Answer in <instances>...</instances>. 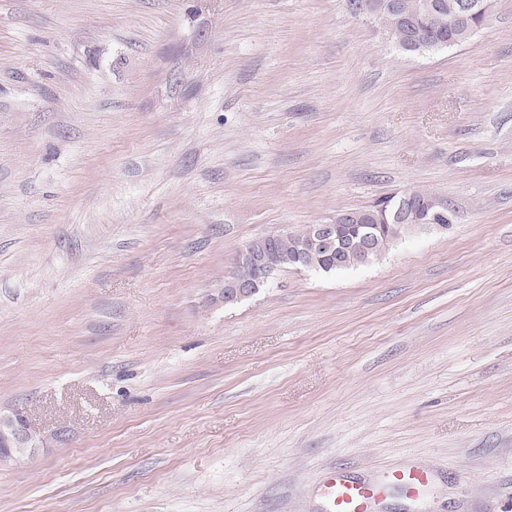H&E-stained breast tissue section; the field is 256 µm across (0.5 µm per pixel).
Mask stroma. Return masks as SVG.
<instances>
[{"mask_svg":"<svg viewBox=\"0 0 512 512\" xmlns=\"http://www.w3.org/2000/svg\"><path fill=\"white\" fill-rule=\"evenodd\" d=\"M409 189L377 262L250 241ZM0 512H512V0L398 51L346 0H0ZM261 237L251 241V244H257ZM248 244L244 246L237 255L236 263H246L237 266L234 274L237 278L227 276L224 279V292L222 298H224V306H233L246 298L252 296L255 291L254 282H247L244 280L256 279L254 270L250 267H254L259 274L258 280H266L267 272L271 268L272 260L269 250L266 247L261 249ZM250 265V266H249ZM42 438L30 432L21 414L0 417V458L23 456L35 448ZM385 483H363L328 472L322 482L323 495L330 503V512H368L372 501L386 491Z\"/></svg>","mask_w":512,"mask_h":512,"instance_id":"stroma-1","label":"stroma"}]
</instances>
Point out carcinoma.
Masks as SVG:
<instances>
[{
  "instance_id": "1",
  "label": "carcinoma",
  "mask_w": 512,
  "mask_h": 512,
  "mask_svg": "<svg viewBox=\"0 0 512 512\" xmlns=\"http://www.w3.org/2000/svg\"><path fill=\"white\" fill-rule=\"evenodd\" d=\"M444 7L430 13L421 9V0H402L403 10L411 19V27H394L391 39L408 54L420 51L426 53V45L451 42L458 46L470 39L485 23L487 16L476 15L465 23L453 24L450 17L460 0H438ZM397 197H386L376 204L350 214L357 217L353 224L346 225L345 245L340 250H322L312 246L311 227L294 232L273 235L272 246L277 269H302L330 274L361 266L377 260L405 233L402 224H381L368 234L364 230L368 220L367 212L385 211L396 202Z\"/></svg>"
}]
</instances>
